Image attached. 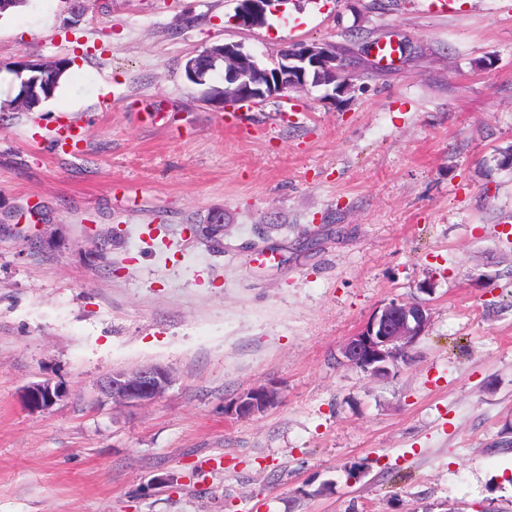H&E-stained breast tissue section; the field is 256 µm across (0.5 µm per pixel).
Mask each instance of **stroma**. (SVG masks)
Listing matches in <instances>:
<instances>
[{
  "label": "stroma",
  "instance_id": "1",
  "mask_svg": "<svg viewBox=\"0 0 512 512\" xmlns=\"http://www.w3.org/2000/svg\"><path fill=\"white\" fill-rule=\"evenodd\" d=\"M84 5L0 16V512H512V0H287L252 29L235 0ZM299 41L348 49V94L217 112L185 77ZM22 55L78 71L14 110ZM392 301L432 313L407 359L339 363ZM150 364L157 400L101 392ZM64 389L50 380L28 385L23 391L22 402L30 411L47 408L56 398L62 397ZM278 399L276 389L271 385H258L241 394L230 406L232 414L251 417L265 412Z\"/></svg>",
  "mask_w": 512,
  "mask_h": 512
}]
</instances>
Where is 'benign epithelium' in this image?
Returning <instances> with one entry per match:
<instances>
[{"instance_id":"obj_1","label":"benign epithelium","mask_w":512,"mask_h":512,"mask_svg":"<svg viewBox=\"0 0 512 512\" xmlns=\"http://www.w3.org/2000/svg\"><path fill=\"white\" fill-rule=\"evenodd\" d=\"M233 20L245 28L261 27L268 15L277 11L282 0H236ZM205 55L219 61L224 71V86L210 87L205 101L222 111L229 102L257 104L271 98H283L291 91H303L309 86H331V99L349 90V78L342 74L343 60L336 46L329 43L300 42L282 49L272 64L259 62L243 51L237 43H224L208 48ZM62 62L58 58L48 63L20 61L22 75L18 101L25 105L39 96L42 75ZM189 81L205 85L206 69L198 66L197 57L185 64ZM431 321L427 305L415 302H389L373 312L362 327L348 337L340 347L342 362L374 377H386L397 367L400 356L425 334ZM171 383L166 368L146 365L132 372L117 371L108 376L100 387L112 400L145 404L160 398ZM64 389L47 380L28 385L22 402L30 411L47 408ZM278 399L271 385H258L241 394L230 406L231 413L251 417L265 412Z\"/></svg>"}]
</instances>
